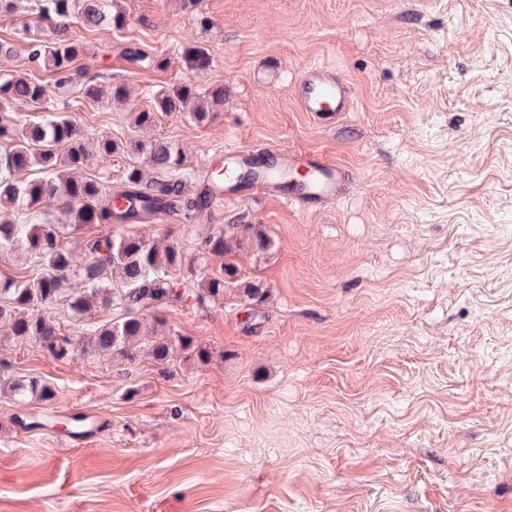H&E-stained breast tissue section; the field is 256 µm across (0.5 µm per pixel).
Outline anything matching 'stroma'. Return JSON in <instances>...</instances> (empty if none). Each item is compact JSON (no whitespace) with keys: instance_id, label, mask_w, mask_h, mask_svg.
Segmentation results:
<instances>
[{"instance_id":"1","label":"stroma","mask_w":512,"mask_h":512,"mask_svg":"<svg viewBox=\"0 0 512 512\" xmlns=\"http://www.w3.org/2000/svg\"><path fill=\"white\" fill-rule=\"evenodd\" d=\"M122 29L76 25L74 68L127 100L45 113L129 136L161 90L223 88L213 119L160 112L146 140L185 155L186 187L225 147L316 152L353 181L304 214L238 186L196 226L128 230L194 252L198 234L262 225L233 255L265 288L162 309L207 360L56 361L0 326V512H512V0H115ZM208 51L207 70L183 52ZM157 61L144 68L126 50ZM345 78L353 108L301 111L310 68ZM109 425L70 448L21 427L7 385ZM10 396L18 402L48 403L55 397L50 384L36 377L21 376L8 383Z\"/></svg>"}]
</instances>
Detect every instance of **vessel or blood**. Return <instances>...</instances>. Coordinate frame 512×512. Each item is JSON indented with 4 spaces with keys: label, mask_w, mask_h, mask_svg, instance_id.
Returning <instances> with one entry per match:
<instances>
[{
    "label": "vessel or blood",
    "mask_w": 512,
    "mask_h": 512,
    "mask_svg": "<svg viewBox=\"0 0 512 512\" xmlns=\"http://www.w3.org/2000/svg\"><path fill=\"white\" fill-rule=\"evenodd\" d=\"M295 98L302 111L312 113L317 118L339 119L344 112L350 111L352 101L348 86L336 76L321 69L308 70L298 81L295 88ZM226 158L230 165L224 170V183L217 186L204 184L203 189L210 203L223 204L227 189L238 183L241 172L249 169L255 162V155L241 148L227 150ZM280 162L275 169L260 168L259 175L252 180L253 189L280 197L281 201L300 211L307 212L338 196L349 180L346 170L336 161L323 158L316 154L300 156L280 153ZM304 167L306 179L304 183L293 190H283L282 182L289 168ZM79 417L85 423L82 431H59V438L65 439L70 445H77L88 440L92 430L102 426L101 415L88 411L72 414L70 410L60 409L39 414L34 419L37 429L50 430L52 422Z\"/></svg>",
    "instance_id": "vessel-or-blood-1"
}]
</instances>
